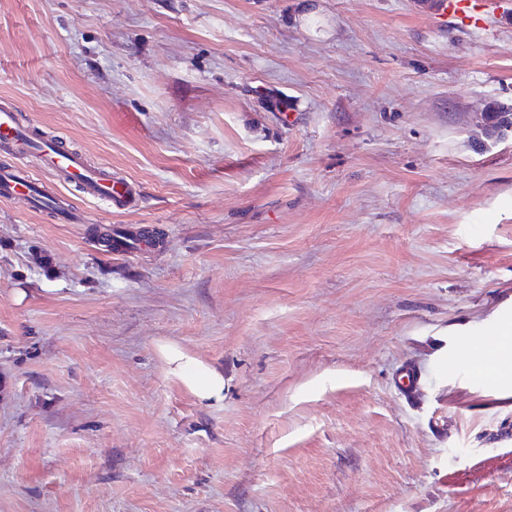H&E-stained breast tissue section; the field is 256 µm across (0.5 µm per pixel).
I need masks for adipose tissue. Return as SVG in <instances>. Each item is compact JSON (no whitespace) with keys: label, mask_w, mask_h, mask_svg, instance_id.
Here are the masks:
<instances>
[{"label":"adipose tissue","mask_w":512,"mask_h":512,"mask_svg":"<svg viewBox=\"0 0 512 512\" xmlns=\"http://www.w3.org/2000/svg\"><path fill=\"white\" fill-rule=\"evenodd\" d=\"M157 353L168 375L200 402L214 405L224 401V376L209 363L171 342H160Z\"/></svg>","instance_id":"adipose-tissue-1"}]
</instances>
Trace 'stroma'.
<instances>
[{
    "label": "stroma",
    "mask_w": 512,
    "mask_h": 512,
    "mask_svg": "<svg viewBox=\"0 0 512 512\" xmlns=\"http://www.w3.org/2000/svg\"><path fill=\"white\" fill-rule=\"evenodd\" d=\"M486 9L0 0V99L140 196L0 147L89 218L0 201V512H512V381L460 353L512 319V0ZM440 7L443 13L449 11L465 27L477 29L485 24L484 17L475 10L470 0H442ZM157 353L167 374L197 400L208 405L224 402V374L209 363L166 341L158 343Z\"/></svg>",
    "instance_id": "obj_1"
}]
</instances>
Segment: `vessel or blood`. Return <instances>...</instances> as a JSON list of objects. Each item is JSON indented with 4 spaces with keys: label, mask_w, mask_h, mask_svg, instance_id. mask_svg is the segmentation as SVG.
Segmentation results:
<instances>
[{
    "label": "vessel or blood",
    "mask_w": 512,
    "mask_h": 512,
    "mask_svg": "<svg viewBox=\"0 0 512 512\" xmlns=\"http://www.w3.org/2000/svg\"><path fill=\"white\" fill-rule=\"evenodd\" d=\"M442 11L450 12L465 27L480 28L485 19L470 0H442ZM0 145L14 146L21 152L36 153L45 172L59 175L64 182L78 185L89 199L123 211L134 209L139 194L134 183L112 175L106 165H93L79 153L59 152L56 141L41 138L37 127L22 125L13 103H0ZM23 196L33 209H41L45 198L37 183L21 167L0 170V199Z\"/></svg>",
    "instance_id": "1"
}]
</instances>
